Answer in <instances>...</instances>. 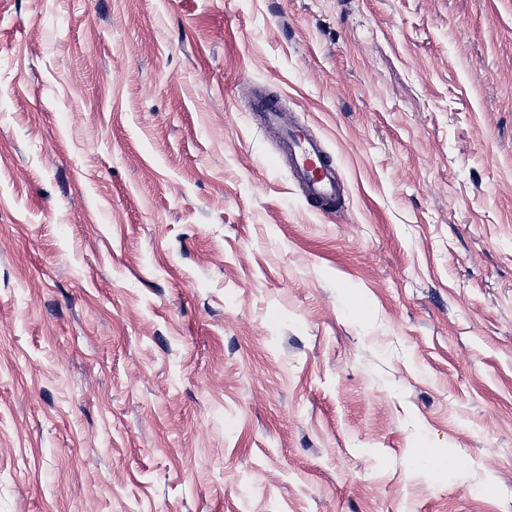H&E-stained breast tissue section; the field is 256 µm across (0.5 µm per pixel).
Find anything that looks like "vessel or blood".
Listing matches in <instances>:
<instances>
[{"label": "vessel or blood", "mask_w": 512, "mask_h": 512, "mask_svg": "<svg viewBox=\"0 0 512 512\" xmlns=\"http://www.w3.org/2000/svg\"><path fill=\"white\" fill-rule=\"evenodd\" d=\"M285 142L294 175L303 185L307 197L323 203L336 201L340 183L336 169L331 166L317 140L300 130L286 134Z\"/></svg>", "instance_id": "b4317fda"}]
</instances>
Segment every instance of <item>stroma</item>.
I'll return each instance as SVG.
<instances>
[{
	"mask_svg": "<svg viewBox=\"0 0 512 512\" xmlns=\"http://www.w3.org/2000/svg\"><path fill=\"white\" fill-rule=\"evenodd\" d=\"M0 512H512V0H0ZM294 175L300 181L306 196L322 203L334 202L340 194L336 168L324 155L322 146L300 130H288L285 138ZM418 462L430 478L463 469L466 464L460 456H449L438 453L431 448H419Z\"/></svg>",
	"mask_w": 512,
	"mask_h": 512,
	"instance_id": "1",
	"label": "stroma"
}]
</instances>
